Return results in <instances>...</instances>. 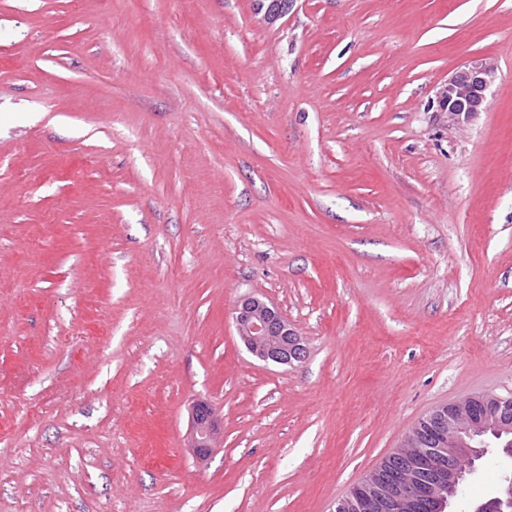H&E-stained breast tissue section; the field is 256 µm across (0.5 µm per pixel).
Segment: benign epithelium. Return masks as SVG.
Instances as JSON below:
<instances>
[{
  "mask_svg": "<svg viewBox=\"0 0 512 512\" xmlns=\"http://www.w3.org/2000/svg\"><path fill=\"white\" fill-rule=\"evenodd\" d=\"M293 0H254L256 13L273 24L284 17ZM494 69L481 58H472L458 68L438 96L442 112L471 117L487 110L488 91ZM236 334L245 348L266 364L293 365L307 356V347L283 314L255 296L242 298L234 309ZM438 429L436 447H423L428 428ZM219 432V418L212 407L205 417L192 421L190 448L200 458L212 451ZM512 454V397L475 395L436 409L405 435L402 448L393 456L404 463L403 476L391 481L381 469L370 471L345 497L349 512H410L420 494L422 477L434 473L431 498L433 512H447L475 461L490 443ZM474 512H512V482Z\"/></svg>",
  "mask_w": 512,
  "mask_h": 512,
  "instance_id": "7a95c632",
  "label": "benign epithelium"
}]
</instances>
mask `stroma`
<instances>
[{
    "instance_id": "35a3bbf8",
    "label": "stroma",
    "mask_w": 512,
    "mask_h": 512,
    "mask_svg": "<svg viewBox=\"0 0 512 512\" xmlns=\"http://www.w3.org/2000/svg\"><path fill=\"white\" fill-rule=\"evenodd\" d=\"M245 295L303 363L246 350ZM477 394L512 395V0H0V512H335ZM293 2V0H254V6L257 14L263 13V21L273 24L288 13ZM493 74L494 69L484 59L466 61L440 90L439 110L468 117L485 112ZM233 320L240 341L259 361L288 366L306 358L302 337L271 303L246 296L237 303ZM206 406L207 411L202 419L193 418L190 429V448L200 458H205L212 451L216 435L219 432V418L214 409L206 402L200 401Z\"/></svg>"
}]
</instances>
